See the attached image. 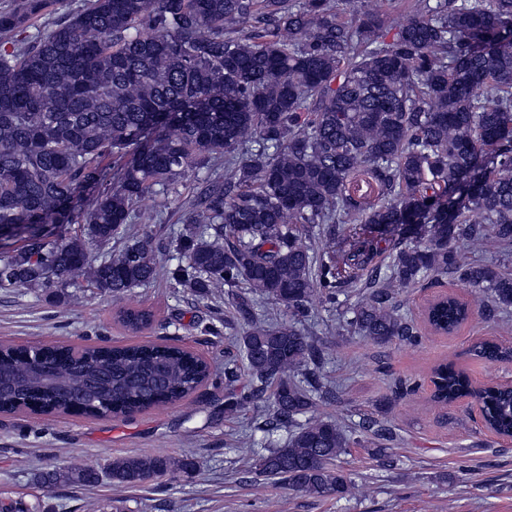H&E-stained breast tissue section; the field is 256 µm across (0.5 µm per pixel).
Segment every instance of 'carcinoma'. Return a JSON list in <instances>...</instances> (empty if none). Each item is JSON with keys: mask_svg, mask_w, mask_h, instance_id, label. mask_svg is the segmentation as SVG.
<instances>
[{"mask_svg": "<svg viewBox=\"0 0 512 512\" xmlns=\"http://www.w3.org/2000/svg\"><path fill=\"white\" fill-rule=\"evenodd\" d=\"M47 0L0 13V288H68L82 279L124 293L158 275L149 237L114 252L113 240L142 220L153 195L168 207L186 171L197 184L181 216L175 285L202 296L231 292L237 352L224 359V415L250 411L257 474L309 497L343 496L354 481L336 461L353 445L381 446L393 429L309 415L337 401L323 372L320 339L301 328L315 297L332 307L353 293L336 323L377 344L416 343L395 284H433L456 274L486 294L488 315H512V275L461 261L455 244L493 242L512 250V0H420L388 40L382 20L345 21L334 0H85L37 36L26 34ZM224 158L225 179L210 161ZM363 173L379 199L348 190ZM409 224L405 239L363 240L317 260V242L336 240L342 219ZM83 226L84 237L71 235ZM388 254L386 266L374 259ZM283 308L268 324L254 297ZM455 300L431 324L448 333L469 319ZM151 314L121 322L145 327ZM486 360L512 349L480 342ZM249 389L233 390L239 362ZM81 365L104 375L88 392L112 400L116 416L175 403L210 378L209 364L171 344L60 346L43 368L74 391ZM0 375L28 376L0 409L39 401L45 384L24 355H0ZM443 404L476 395L487 429L512 436V390L475 387L448 365ZM194 466L191 459L117 457L106 477L137 484ZM99 476L65 465L44 482L87 485Z\"/></svg>", "mask_w": 512, "mask_h": 512, "instance_id": "cac0c4a2", "label": "carcinoma"}]
</instances>
